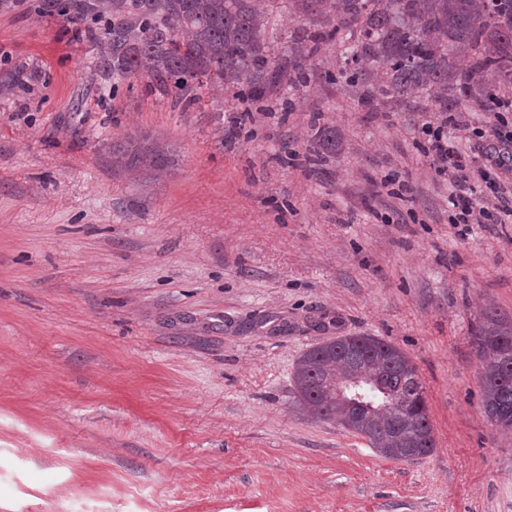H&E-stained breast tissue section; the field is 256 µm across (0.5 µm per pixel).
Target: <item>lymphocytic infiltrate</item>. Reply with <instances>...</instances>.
Returning a JSON list of instances; mask_svg holds the SVG:
<instances>
[{"mask_svg": "<svg viewBox=\"0 0 512 512\" xmlns=\"http://www.w3.org/2000/svg\"><path fill=\"white\" fill-rule=\"evenodd\" d=\"M496 142L482 147L480 157L466 155L449 136V129L464 132L467 139L480 140L484 128L472 125L459 112L448 117L422 120L418 133L426 143L438 175L453 186L449 197L454 224H497L512 218V201L503 195L495 170H512V99L500 97L493 114Z\"/></svg>", "mask_w": 512, "mask_h": 512, "instance_id": "f902f5d3", "label": "lymphocytic infiltrate"}]
</instances>
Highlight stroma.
Returning <instances> with one entry per match:
<instances>
[{
	"instance_id": "35a3bbf8",
	"label": "stroma",
	"mask_w": 512,
	"mask_h": 512,
	"mask_svg": "<svg viewBox=\"0 0 512 512\" xmlns=\"http://www.w3.org/2000/svg\"><path fill=\"white\" fill-rule=\"evenodd\" d=\"M97 52L0 11V512H512L471 345L512 315V223H450L422 104L325 81L339 43L245 119L223 89L110 92ZM128 139L166 164L113 167ZM339 336L411 358L431 454L294 408L298 358Z\"/></svg>"
}]
</instances>
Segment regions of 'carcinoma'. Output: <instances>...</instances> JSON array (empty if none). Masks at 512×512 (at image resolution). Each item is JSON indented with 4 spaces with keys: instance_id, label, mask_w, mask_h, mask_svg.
Instances as JSON below:
<instances>
[{
    "instance_id": "1",
    "label": "carcinoma",
    "mask_w": 512,
    "mask_h": 512,
    "mask_svg": "<svg viewBox=\"0 0 512 512\" xmlns=\"http://www.w3.org/2000/svg\"><path fill=\"white\" fill-rule=\"evenodd\" d=\"M276 0H32L29 9L66 21L79 40L99 47L98 69L112 89L147 74L149 87L180 85L191 105L204 86L231 87L249 107L287 85H303L304 57L359 28L354 61L383 68L379 94L405 102L416 91L436 112H459L477 99L491 110L495 81L512 83V0H288L315 22L275 49L269 30ZM472 52L462 68L456 51ZM166 155L160 145L112 146V165L149 172ZM483 365V410L512 430V316L486 307L472 336ZM376 377L386 406L357 410L337 394L352 379ZM293 405L315 420L333 421L365 437L382 456L402 460L435 449L425 391L417 369L396 346L371 336H343L316 345L296 362Z\"/></svg>"
}]
</instances>
